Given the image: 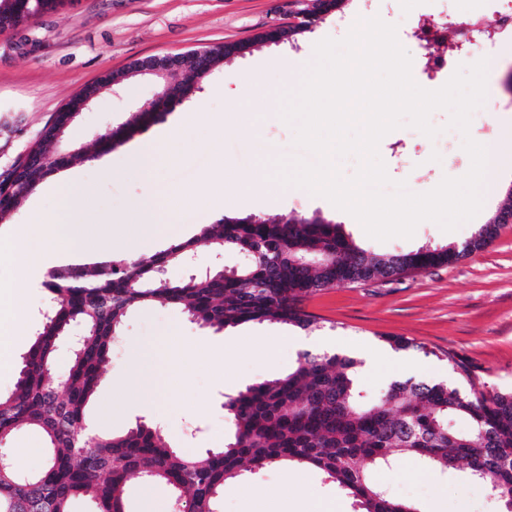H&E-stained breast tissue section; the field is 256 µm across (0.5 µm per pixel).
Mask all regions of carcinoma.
I'll return each mask as SVG.
<instances>
[{
	"instance_id": "carcinoma-1",
	"label": "carcinoma",
	"mask_w": 512,
	"mask_h": 512,
	"mask_svg": "<svg viewBox=\"0 0 512 512\" xmlns=\"http://www.w3.org/2000/svg\"><path fill=\"white\" fill-rule=\"evenodd\" d=\"M0 34L42 13L43 0H0ZM176 89L200 88L205 73L224 62L223 48L211 56H184ZM174 108L164 94L113 135L101 134L97 150L123 143V129L142 131L156 113ZM63 138L42 137L31 148L23 183L8 195L15 209L29 187L39 188L53 173L82 154L61 146ZM210 247L246 262L234 270H208L187 279H167L160 270ZM465 256L455 246H421L380 256L359 245L340 224L319 217L285 215L270 221L222 218L204 224L198 236L148 257L51 268L43 286L53 303L29 350L17 364L15 390L0 394V441L25 428L46 441L43 465L27 478L0 448V512H16L27 500L35 512H71L87 496L98 512H125V487L138 475L170 488L190 512H220L224 492L236 488L243 472L268 466L306 464L353 500L355 512H419L416 503L392 498L372 483L365 465H390L410 454L425 466L453 471L466 463L470 475L496 495L512 492V390L475 381L467 366L447 356L469 391L413 378L391 381L377 396L357 386L360 361L346 354L298 355L287 374L250 385L224 402L229 442L189 457L171 447L161 430L139 423L121 436H76L86 423L110 357L114 336L129 310L152 301L179 305L191 321L220 332L246 323L281 324L307 331L316 326L303 302L326 288L363 277H387L427 270ZM81 326L68 373L49 383L60 340ZM468 422L464 432L450 422Z\"/></svg>"
}]
</instances>
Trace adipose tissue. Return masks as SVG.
Returning <instances> with one entry per match:
<instances>
[{"label": "adipose tissue", "mask_w": 512, "mask_h": 512, "mask_svg": "<svg viewBox=\"0 0 512 512\" xmlns=\"http://www.w3.org/2000/svg\"><path fill=\"white\" fill-rule=\"evenodd\" d=\"M182 156L179 139L165 132L136 146L130 155V162L141 171L147 172L158 167L175 164ZM58 209L54 219L44 220L40 213H31L28 230L15 233L13 237H0V268L8 267L17 271L21 280L39 284L49 256L72 257L98 254V240L87 236L80 225L70 223L69 213L76 203L92 204L93 188L76 177H66L55 187ZM25 312L22 300L13 295L0 293V368L13 365L14 344L23 335L22 319ZM153 352L147 347L133 350V361L139 372L134 384L138 397H160L162 391L175 392L185 385L186 370L181 362L175 361L167 367V384L157 387L147 367Z\"/></svg>", "instance_id": "ef3b65f1"}]
</instances>
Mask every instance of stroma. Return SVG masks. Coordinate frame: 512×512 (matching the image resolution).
I'll return each instance as SVG.
<instances>
[{"label":"stroma","instance_id":"obj_1","mask_svg":"<svg viewBox=\"0 0 512 512\" xmlns=\"http://www.w3.org/2000/svg\"><path fill=\"white\" fill-rule=\"evenodd\" d=\"M498 0H399L392 7L383 0H346L341 11L320 21L300 37L297 46L258 44L250 54L225 61L221 72L184 100L178 111L158 121L173 126L178 112L195 113L194 128L182 134V158L157 169L150 178L129 170L133 147L149 140L150 132L135 134L112 150L111 175H102L93 146L96 133L124 122L138 106L155 97L159 87L149 76L132 79L120 95L103 92L81 112L66 132L69 145L85 148V159L73 163L82 179L96 188L92 208L73 213L87 233L102 240L101 249L113 257L131 256L129 241L120 228L131 216L146 187L162 197L194 188L196 201L179 207L175 220L159 214L165 233L179 228L200 229L210 188L201 176L216 161L237 173H256L258 153L297 155L295 131L279 117L280 98L295 92L304 72L300 66L310 48L325 38L343 39L358 19L380 17L396 25L401 45L412 57V76L428 90L442 80L422 74L423 49L410 37L415 15L463 22L472 15H492ZM286 0H72L63 9L33 18L28 39L20 43L0 35V171L9 168L41 136L46 122L85 85L135 59L162 54H188L196 49L239 40H254L268 22L285 17ZM489 62L487 94L481 123L470 126L471 137L493 136L512 129V93L504 85L512 68V38L479 49ZM223 114V130L210 118ZM379 154L389 177L405 182L409 191L425 193L443 177L465 175L471 165L463 147L452 153H430L426 140L413 136L409 126L385 135ZM512 187V156L495 169L484 191L480 212L456 230L443 231L436 223L421 222L412 238L379 241L368 237L359 222L311 193H287L275 206H256L252 215L277 218L320 216L342 225L363 248L387 254L431 245L462 244L478 225L502 208ZM21 289L29 309L26 336L15 345L16 355L29 348L32 333L48 307L44 289H22L20 280L0 271V290ZM304 310L315 316L310 353L324 352V339L334 350L361 358L360 389L374 396L389 382L410 377L445 381L459 389L467 383L448 365L447 356L463 361L488 387L512 389V224L503 225L484 249L456 262L406 275L397 280L375 279L323 290L306 300ZM177 334L182 358L191 362L188 389L183 396L127 404L115 382L134 378L133 347L154 348L155 365L172 354L166 345ZM291 328L277 324H243L221 332L191 322L181 308L154 302L127 315L116 337L102 380L86 412L90 435H121L138 423L159 425L178 451L196 455L223 447L231 425L224 408L226 397L246 386L287 373L299 349L289 337ZM265 343L257 347L254 336ZM403 336L414 349L392 352L387 337ZM226 350L222 366L197 363L198 347ZM371 481L389 495L419 504L420 512H502V503L477 483L465 469L442 473L429 469L411 455H401L388 466L369 471ZM175 499L164 485L131 477L125 488L126 512H175ZM222 512H353L350 499L323 481L312 466L291 464L267 467L247 475L240 487L228 491Z\"/></svg>","mask_w":512,"mask_h":512}]
</instances>
